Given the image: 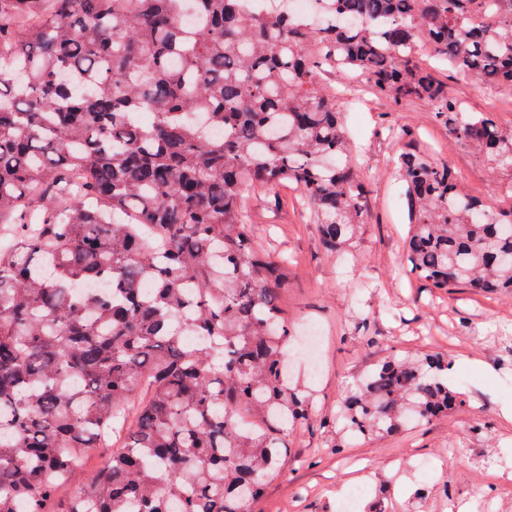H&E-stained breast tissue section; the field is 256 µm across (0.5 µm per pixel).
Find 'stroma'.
Masks as SVG:
<instances>
[{
	"label": "stroma",
	"mask_w": 512,
	"mask_h": 512,
	"mask_svg": "<svg viewBox=\"0 0 512 512\" xmlns=\"http://www.w3.org/2000/svg\"><path fill=\"white\" fill-rule=\"evenodd\" d=\"M434 74L469 111L512 130V90L491 97L447 66ZM351 78L339 70L326 81L350 96L341 110L370 180L362 237L329 251L295 186L244 193L258 239L288 260L283 302L293 331L313 323L322 336L317 364L293 363L313 414L289 430L288 463L266 479L256 510L336 512L341 496L366 478L371 493L358 512H373L379 500L386 512H477L483 500L494 512H512V422L501 415L512 405V292L439 290L408 274V208L393 162L424 147L492 209L512 205V173L450 139L424 103H395ZM427 353L447 356L448 385L465 405L393 435L351 438L338 405L359 377L386 357Z\"/></svg>",
	"instance_id": "35a3bbf8"
}]
</instances>
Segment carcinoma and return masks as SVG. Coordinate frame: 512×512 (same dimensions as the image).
Here are the masks:
<instances>
[{
  "label": "carcinoma",
  "instance_id": "carcinoma-1",
  "mask_svg": "<svg viewBox=\"0 0 512 512\" xmlns=\"http://www.w3.org/2000/svg\"><path fill=\"white\" fill-rule=\"evenodd\" d=\"M328 2L335 20L301 26L243 0H0V512H255L311 404L288 371L286 267L251 242L243 192L294 184L331 249L367 224L325 69L427 104L512 171V132L417 59L423 39L474 88L512 89V8ZM396 166L410 272L511 291L512 205L421 154ZM464 403L447 359L392 356L338 414L366 438Z\"/></svg>",
  "mask_w": 512,
  "mask_h": 512
}]
</instances>
